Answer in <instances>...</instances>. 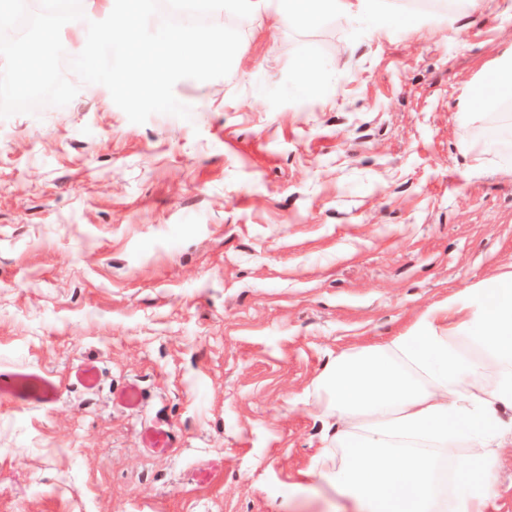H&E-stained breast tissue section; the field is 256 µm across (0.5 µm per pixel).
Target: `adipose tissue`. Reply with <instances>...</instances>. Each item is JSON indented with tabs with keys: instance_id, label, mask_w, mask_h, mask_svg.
<instances>
[{
	"instance_id": "adipose-tissue-1",
	"label": "adipose tissue",
	"mask_w": 512,
	"mask_h": 512,
	"mask_svg": "<svg viewBox=\"0 0 512 512\" xmlns=\"http://www.w3.org/2000/svg\"><path fill=\"white\" fill-rule=\"evenodd\" d=\"M385 0H224L270 14L276 25L318 26L364 14L385 16ZM512 96V54L491 64L486 86L462 111H489ZM476 346L467 352L463 341ZM307 399L331 437L310 475L345 489L356 512H486L499 451L512 447V273L465 288L428 307L389 341L342 351L313 381ZM451 463L465 495L441 479Z\"/></svg>"
}]
</instances>
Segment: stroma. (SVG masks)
<instances>
[{"label":"stroma","mask_w":512,"mask_h":512,"mask_svg":"<svg viewBox=\"0 0 512 512\" xmlns=\"http://www.w3.org/2000/svg\"><path fill=\"white\" fill-rule=\"evenodd\" d=\"M501 10L395 0L377 35L219 11L241 44L228 76L175 84L190 120L131 123L99 84L0 119V369L60 388L0 401V512H340L302 476L312 381L512 272L503 121L460 110L512 50Z\"/></svg>","instance_id":"1"}]
</instances>
